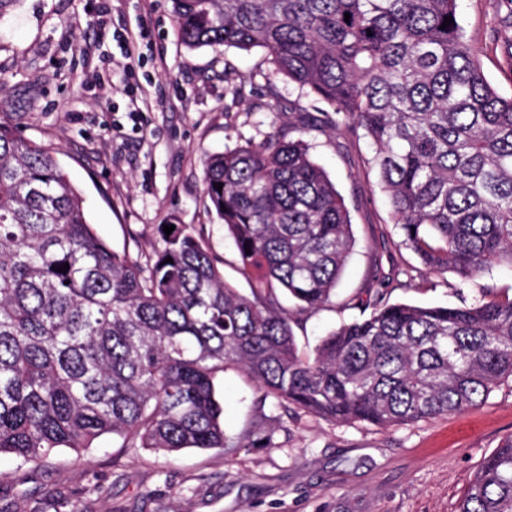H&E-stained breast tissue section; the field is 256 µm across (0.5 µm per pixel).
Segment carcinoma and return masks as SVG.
<instances>
[{"label":"carcinoma","mask_w":512,"mask_h":512,"mask_svg":"<svg viewBox=\"0 0 512 512\" xmlns=\"http://www.w3.org/2000/svg\"><path fill=\"white\" fill-rule=\"evenodd\" d=\"M172 8L187 47L261 48L311 101L294 105L288 128L205 161L203 194L250 293L181 224L159 227L145 262L110 247L50 152L0 123V454L37 465L108 433L168 455L273 446L260 423L225 434L214 380L230 367L263 391L261 407L272 397L383 428L461 414L512 380V298L488 289L457 307L379 298L311 355L280 304L286 294L298 314L326 306L356 243L304 140L319 122L367 139L399 245L427 270L473 279L512 265V97L487 79L458 0ZM456 512H512V435L484 457Z\"/></svg>","instance_id":"carcinoma-1"}]
</instances>
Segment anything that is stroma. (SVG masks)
<instances>
[{"label": "stroma", "instance_id": "stroma-1", "mask_svg": "<svg viewBox=\"0 0 512 512\" xmlns=\"http://www.w3.org/2000/svg\"><path fill=\"white\" fill-rule=\"evenodd\" d=\"M459 14L488 80L511 97L512 72L493 39L496 0H459ZM117 29L135 43L127 74L117 67ZM130 86L153 105L136 122ZM295 98L263 49L183 45L171 0H21L0 18V123L51 152L97 234L142 259L159 246V226L185 225L244 292L251 283L202 194L204 163L287 126ZM306 139L345 199L356 246L332 302L293 319L302 350L358 317L378 290L388 302L425 306L469 304L485 288L512 297L510 267L465 281L427 271L399 247L364 139L323 125ZM216 391L227 435L240 436L263 414L273 447L232 459L218 449L167 456L106 435L83 456L64 449L39 466L2 455L0 512H455L483 458L512 434L511 381L463 414L386 429L288 411L234 367Z\"/></svg>", "mask_w": 512, "mask_h": 512}]
</instances>
